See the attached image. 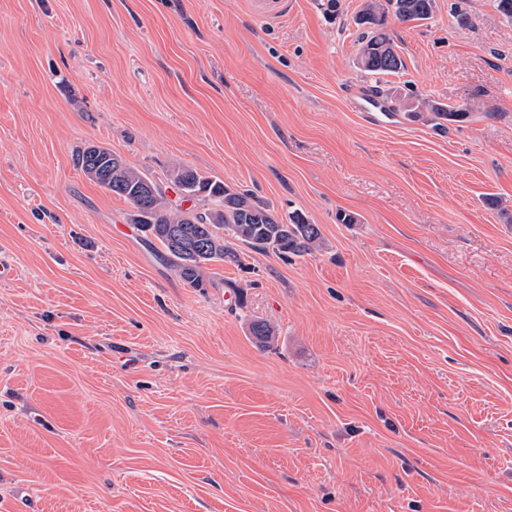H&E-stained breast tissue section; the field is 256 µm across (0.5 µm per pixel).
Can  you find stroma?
<instances>
[{
	"label": "stroma",
	"mask_w": 512,
	"mask_h": 512,
	"mask_svg": "<svg viewBox=\"0 0 512 512\" xmlns=\"http://www.w3.org/2000/svg\"><path fill=\"white\" fill-rule=\"evenodd\" d=\"M364 3L0 0V512H512V19H390L379 76ZM374 85L467 117L376 119ZM88 144L323 247L188 287Z\"/></svg>",
	"instance_id": "obj_1"
}]
</instances>
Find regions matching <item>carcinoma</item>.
Listing matches in <instances>:
<instances>
[{
	"label": "carcinoma",
	"instance_id": "carcinoma-1",
	"mask_svg": "<svg viewBox=\"0 0 512 512\" xmlns=\"http://www.w3.org/2000/svg\"><path fill=\"white\" fill-rule=\"evenodd\" d=\"M435 7L436 0H365L356 24L369 30L363 32L357 66L374 75L399 73L404 62L385 32L388 15L403 22L423 21L433 17ZM390 101L436 128L467 116L428 100L405 103L394 96ZM77 164L89 180L131 205L129 221L139 225L146 239L160 244L162 259L190 288L213 285L208 270L214 263L243 266V245L282 258L305 256L323 245L319 225L303 213L291 212L284 220L253 194L188 166L176 164L167 171L181 201L190 203L185 208L172 205L156 180L107 147L86 146L77 154Z\"/></svg>",
	"mask_w": 512,
	"mask_h": 512
}]
</instances>
